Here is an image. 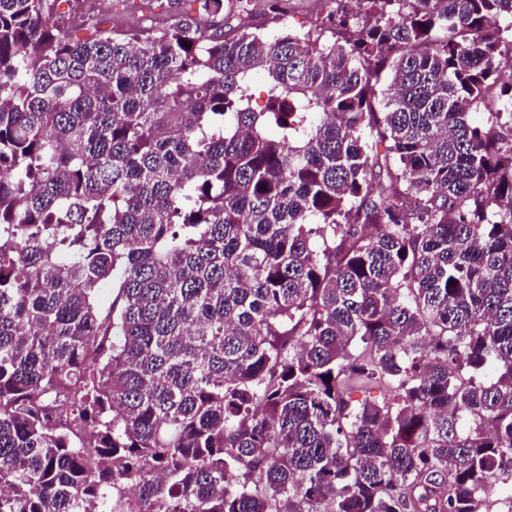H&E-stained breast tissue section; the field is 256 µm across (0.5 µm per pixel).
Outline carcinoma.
Wrapping results in <instances>:
<instances>
[{"instance_id": "cac0c4a2", "label": "carcinoma", "mask_w": 512, "mask_h": 512, "mask_svg": "<svg viewBox=\"0 0 512 512\" xmlns=\"http://www.w3.org/2000/svg\"><path fill=\"white\" fill-rule=\"evenodd\" d=\"M196 2L0 0V512H512V0ZM87 0L76 3L73 0H55L53 16L70 19L63 26L68 37L91 35L94 28L79 22L84 14L94 17V26L99 30L116 32L152 27L156 30L167 28L184 18L194 16L197 4L193 0ZM274 0H224V17L229 16L233 26L275 36L282 24L307 31L319 24L335 6L331 0H280L279 10L273 9Z\"/></svg>"}]
</instances>
